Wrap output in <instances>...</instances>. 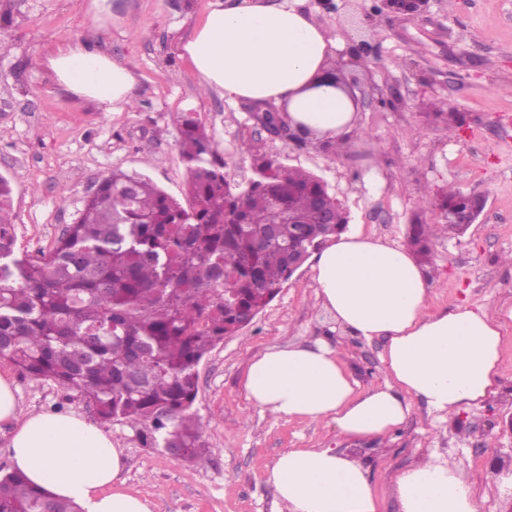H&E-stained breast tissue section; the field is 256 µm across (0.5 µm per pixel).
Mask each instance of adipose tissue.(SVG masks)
Instances as JSON below:
<instances>
[{
	"label": "adipose tissue",
	"mask_w": 512,
	"mask_h": 512,
	"mask_svg": "<svg viewBox=\"0 0 512 512\" xmlns=\"http://www.w3.org/2000/svg\"><path fill=\"white\" fill-rule=\"evenodd\" d=\"M349 40L329 36L299 0H228L213 8L181 55L200 84L235 100L277 105L311 140L345 143L360 132L350 89L337 85L335 62ZM58 84L120 112L132 102L134 72L99 44L75 42L46 56ZM318 297L353 336L385 339L384 385L361 388L330 339L271 346L245 371L249 401L277 419H328L348 440L389 435L422 400L440 416L483 402L501 384L503 331L512 306H459L428 313L429 276L404 248L342 232L313 254ZM0 420L16 424L14 470L36 489L83 512H152L118 475L123 451L110 433L71 414L23 413L12 379L0 373ZM277 512H381L367 468L334 448H288L264 473ZM400 512H479L471 486L447 462L429 457L399 472Z\"/></svg>",
	"instance_id": "obj_1"
}]
</instances>
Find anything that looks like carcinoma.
Masks as SVG:
<instances>
[{"label":"carcinoma","mask_w":512,"mask_h":512,"mask_svg":"<svg viewBox=\"0 0 512 512\" xmlns=\"http://www.w3.org/2000/svg\"><path fill=\"white\" fill-rule=\"evenodd\" d=\"M178 122L186 202L114 170L35 258L15 253L13 186L0 176V359L79 394L100 424L124 422L156 447L174 440L186 460L203 464L193 411L199 363L277 296L292 264L346 225L315 223L322 185L313 174L250 146L254 177L237 187L194 113ZM274 204L302 223L278 224L269 238ZM442 233L460 236L464 227L446 216L410 225L419 262ZM0 512L79 508L9 472L0 476Z\"/></svg>","instance_id":"carcinoma-1"}]
</instances>
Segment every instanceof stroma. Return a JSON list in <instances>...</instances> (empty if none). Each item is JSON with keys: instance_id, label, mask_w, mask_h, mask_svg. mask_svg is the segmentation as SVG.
Listing matches in <instances>:
<instances>
[{"instance_id": "1", "label": "stroma", "mask_w": 512, "mask_h": 512, "mask_svg": "<svg viewBox=\"0 0 512 512\" xmlns=\"http://www.w3.org/2000/svg\"><path fill=\"white\" fill-rule=\"evenodd\" d=\"M93 21V0H0V174L14 188L18 251H49L75 222L86 195L120 169L150 177L182 196L177 113L192 112L219 144L230 182L252 176L245 148L258 144L293 167L321 177L375 240L405 245L409 224L440 223L434 202L451 188L482 194L486 206L460 238L432 244L428 310L460 304L512 303V0H429L415 16L374 15V0H302L329 32L367 41L369 55L343 69L360 100L362 136L339 154L271 137L262 107L202 89L181 45L216 0H109ZM100 42L136 75L124 112L59 90L40 60L57 46ZM466 113L465 126L438 120ZM330 337L361 387L383 384L385 343L364 341L336 324L302 266L251 324L217 345L198 366L194 408L208 455L198 466L145 446L136 429L116 422L125 487L150 500L153 512H276L264 472L288 448H335L363 461L383 512H398L394 476L421 456L448 460L472 487L481 512H512V328L505 333L501 386L482 403L449 418L423 402L390 436L348 442L328 419L277 420L246 397L242 379L252 356L272 345ZM23 410L77 413L95 421L77 393L34 378L0 360Z\"/></svg>"}]
</instances>
